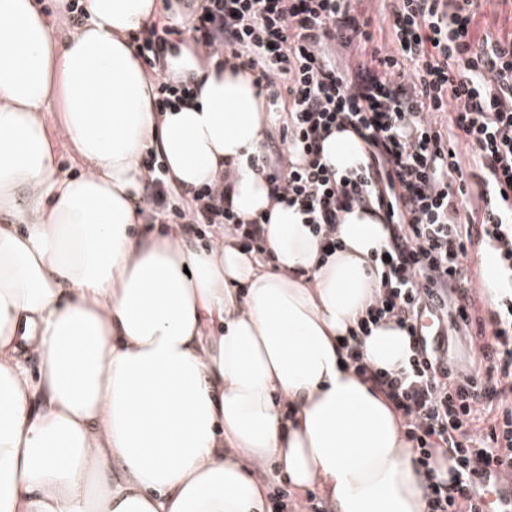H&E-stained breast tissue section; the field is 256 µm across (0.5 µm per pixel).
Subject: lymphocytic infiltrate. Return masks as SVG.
Returning <instances> with one entry per match:
<instances>
[{"label":"lymphocytic infiltrate","mask_w":512,"mask_h":512,"mask_svg":"<svg viewBox=\"0 0 512 512\" xmlns=\"http://www.w3.org/2000/svg\"><path fill=\"white\" fill-rule=\"evenodd\" d=\"M192 41L218 69L256 71L270 111L284 113L275 159L252 167L271 196L300 207L327 248L353 207L378 209L390 242L375 259L379 286L361 331L382 319L413 338L405 369H374L356 345L344 349L403 419L417 450L429 512H476L472 476H512V39L470 34L481 0H391L390 39L375 41L354 0H196ZM174 27L151 24L138 50L157 76L156 109L189 95L165 58ZM365 143V162L338 173L322 161L333 130ZM156 220L193 233L212 225L261 248L260 220L243 224L228 203L229 175L175 203L156 157L145 160ZM496 256L503 295L489 320L472 319L476 288L464 265L474 244ZM436 298L451 331L474 332L483 375L449 372L423 355L416 319ZM446 449L451 480L435 472Z\"/></svg>","instance_id":"lymphocytic-infiltrate-1"}]
</instances>
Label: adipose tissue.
Listing matches in <instances>:
<instances>
[{
  "mask_svg": "<svg viewBox=\"0 0 512 512\" xmlns=\"http://www.w3.org/2000/svg\"><path fill=\"white\" fill-rule=\"evenodd\" d=\"M162 7L83 0L62 35L37 0H0V512H260L248 468L270 462L336 512H427L401 416L339 356L376 293L381 216L342 213V247L324 250L247 165L272 122L255 74L192 41L167 56L190 99L155 111L131 35ZM52 99L81 175L55 160ZM149 152L175 189L235 165L238 220L270 217L263 254L142 237ZM322 155L345 172L364 142L337 131ZM359 349L399 371L412 339L381 322Z\"/></svg>",
  "mask_w": 512,
  "mask_h": 512,
  "instance_id": "adipose-tissue-1",
  "label": "adipose tissue"
}]
</instances>
